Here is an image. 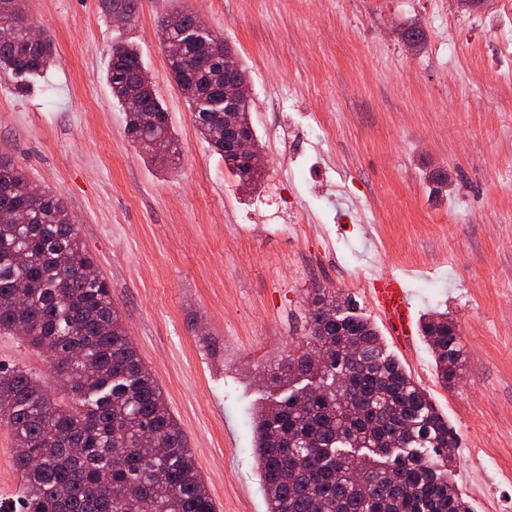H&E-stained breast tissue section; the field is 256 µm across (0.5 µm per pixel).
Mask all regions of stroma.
<instances>
[{
  "label": "stroma",
  "mask_w": 512,
  "mask_h": 512,
  "mask_svg": "<svg viewBox=\"0 0 512 512\" xmlns=\"http://www.w3.org/2000/svg\"><path fill=\"white\" fill-rule=\"evenodd\" d=\"M198 14L250 74L267 168L239 185L196 131L158 25ZM57 61L26 89L0 73V156L59 195L144 364L185 433L217 512H267L252 412L266 373L305 345L316 287L351 298L457 434L472 512H512V0H26ZM421 24L427 41L400 37ZM136 45L176 138L154 165L107 73ZM448 179L437 188L432 173ZM304 212L299 231L284 208ZM413 314L447 312L464 368L437 378L369 279L406 266ZM0 363L55 388L51 358L0 332Z\"/></svg>",
  "instance_id": "35a3bbf8"
}]
</instances>
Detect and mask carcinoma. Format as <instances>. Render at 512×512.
<instances>
[{
	"mask_svg": "<svg viewBox=\"0 0 512 512\" xmlns=\"http://www.w3.org/2000/svg\"><path fill=\"white\" fill-rule=\"evenodd\" d=\"M23 0H0V69L29 83L55 61L50 37L29 42ZM160 40L178 37L193 14L175 8ZM418 50L426 35L401 32ZM189 65L169 71L197 113L199 136L244 186L262 174L245 169L224 145V61L184 44ZM108 80L123 104L137 100L156 115L146 130L126 113L128 133L154 161L178 154L168 115L132 45L115 47ZM238 133L260 145L251 106ZM27 178L0 157V208L24 207L23 224L0 223V332L51 354L64 396L50 397L39 375L0 363V424L12 434L21 478L19 512H215L188 444L161 387L132 345L104 277L90 278L63 200L28 199ZM306 349L270 370L275 390L253 417L254 453L268 512H471L452 479L448 449L457 435L425 389L386 352L370 319L350 311L337 291L317 288L308 309ZM420 332L437 377L453 387L463 349L446 312L423 315ZM153 444L147 456L139 448Z\"/></svg>",
	"mask_w": 512,
	"mask_h": 512,
	"instance_id": "obj_1",
	"label": "carcinoma"
}]
</instances>
